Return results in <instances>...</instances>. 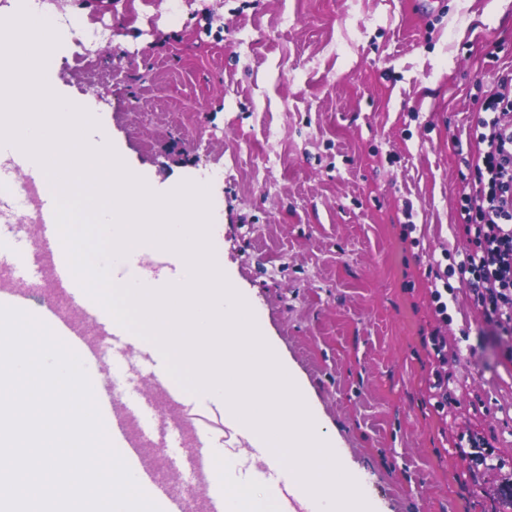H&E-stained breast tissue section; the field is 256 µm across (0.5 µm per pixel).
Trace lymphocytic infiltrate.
I'll return each instance as SVG.
<instances>
[{
	"instance_id": "obj_1",
	"label": "lymphocytic infiltrate",
	"mask_w": 512,
	"mask_h": 512,
	"mask_svg": "<svg viewBox=\"0 0 512 512\" xmlns=\"http://www.w3.org/2000/svg\"><path fill=\"white\" fill-rule=\"evenodd\" d=\"M469 135L479 152L459 215L471 247L457 270L487 322L507 338L504 355L512 360V69L498 74Z\"/></svg>"
}]
</instances>
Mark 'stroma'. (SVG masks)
Instances as JSON below:
<instances>
[{
  "label": "stroma",
  "instance_id": "1",
  "mask_svg": "<svg viewBox=\"0 0 512 512\" xmlns=\"http://www.w3.org/2000/svg\"><path fill=\"white\" fill-rule=\"evenodd\" d=\"M47 0L106 21L51 85L167 193L206 181L230 284L308 391L373 512H512V362L449 269L468 127L512 66V0ZM448 276L439 323L427 270ZM448 338V405L423 334ZM490 445L461 459L460 437Z\"/></svg>",
  "mask_w": 512,
  "mask_h": 512
}]
</instances>
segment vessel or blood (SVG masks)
I'll return each mask as SVG.
<instances>
[{"label": "vessel or blood", "instance_id": "b4317fda", "mask_svg": "<svg viewBox=\"0 0 512 512\" xmlns=\"http://www.w3.org/2000/svg\"><path fill=\"white\" fill-rule=\"evenodd\" d=\"M19 173L34 184L41 177V168L24 153L0 146V188ZM14 208L13 199L0 191V268H10L22 281H34L47 274L70 288L69 314L62 317L54 313L50 319L61 335L70 337L74 348L83 356L85 367H92L99 361L97 340H108L112 343L113 373L136 369L145 372L148 379L160 381L165 372L164 362L155 354L133 351L127 343L126 330L113 325L103 308L89 304L84 290L74 279L65 253L57 249L54 196L37 197L33 211L36 234L31 239L19 236L16 225L12 224ZM86 320L97 326V340L87 338L82 327ZM183 429V424L158 418L153 401L144 395L122 403L110 424L112 442L121 447L133 477L154 494L166 512H192L196 506L201 507L202 512H228L224 495L211 487L204 468V459L210 454L232 459L230 472L234 478L284 488L286 478L278 469L253 467L251 456L258 451L256 445L228 448L222 436L195 429L189 436V447L178 450L172 461L174 470L190 474L193 482L178 494H170L165 480L146 464L145 457L148 449L173 447L176 433Z\"/></svg>", "mask_w": 512, "mask_h": 512}]
</instances>
